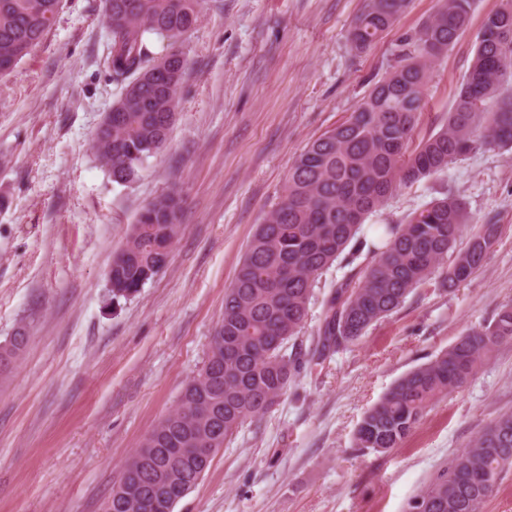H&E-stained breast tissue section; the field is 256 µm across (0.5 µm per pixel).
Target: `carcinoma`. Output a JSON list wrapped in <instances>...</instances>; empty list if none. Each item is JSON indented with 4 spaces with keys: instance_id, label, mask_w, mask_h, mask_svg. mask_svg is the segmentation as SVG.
Returning a JSON list of instances; mask_svg holds the SVG:
<instances>
[{
    "instance_id": "1",
    "label": "carcinoma",
    "mask_w": 512,
    "mask_h": 512,
    "mask_svg": "<svg viewBox=\"0 0 512 512\" xmlns=\"http://www.w3.org/2000/svg\"><path fill=\"white\" fill-rule=\"evenodd\" d=\"M204 0H105L111 34L104 61L122 83L112 128L93 149L112 182L125 185L166 145L188 60L186 36ZM411 0H367L348 32L362 53L390 30ZM474 0H439L435 13L397 43L389 74L350 116L310 142L288 169L279 202L257 226L203 369L177 407L145 437L104 503L103 512H174L214 456L245 421L278 404L309 363L359 342L399 309L411 291L441 278L453 289L484 266L501 225L469 227L456 197L434 200L403 224H380L375 240L357 237L366 216L399 187L413 185L483 148L512 149V0L487 13L472 64L439 131L415 139L431 64L466 32ZM61 0H0V75L31 54L55 24ZM182 199L147 203L124 249L112 259V301L127 298L164 268L182 221ZM348 270L330 290L318 333L305 353H286L308 316L318 279L334 262ZM30 336L0 345V376L11 373ZM512 342V302L492 322L400 377L365 413L356 446L400 447L439 399L462 391L489 356ZM210 449L206 459L199 449ZM512 467V414L497 418L409 504V512H480Z\"/></svg>"
}]
</instances>
